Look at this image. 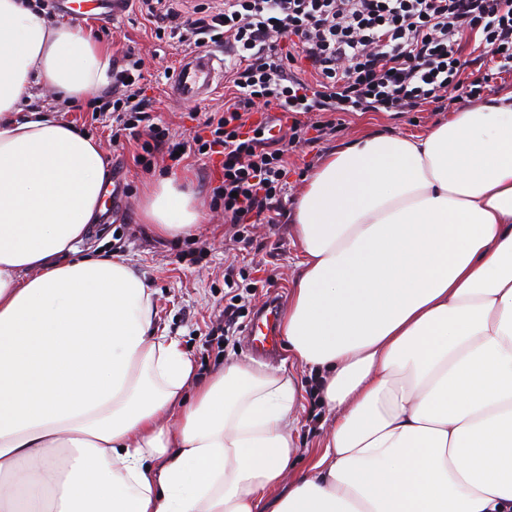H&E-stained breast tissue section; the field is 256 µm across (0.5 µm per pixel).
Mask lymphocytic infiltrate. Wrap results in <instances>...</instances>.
Returning a JSON list of instances; mask_svg holds the SVG:
<instances>
[{
  "mask_svg": "<svg viewBox=\"0 0 512 512\" xmlns=\"http://www.w3.org/2000/svg\"><path fill=\"white\" fill-rule=\"evenodd\" d=\"M157 39L178 49L224 46L223 110L205 113L188 155H218L213 201L231 241L247 225L283 215L288 154L310 133L336 130L335 113L415 112L448 100L475 101L495 74L512 73V0H137ZM470 58H463V50ZM112 72L114 147L138 141L150 169L169 132L150 122L143 62L125 54ZM484 68L469 71L470 60ZM266 111L253 120L255 103Z\"/></svg>",
  "mask_w": 512,
  "mask_h": 512,
  "instance_id": "1",
  "label": "lymphocytic infiltrate"
}]
</instances>
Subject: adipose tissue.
<instances>
[{"label": "adipose tissue", "mask_w": 512, "mask_h": 512, "mask_svg": "<svg viewBox=\"0 0 512 512\" xmlns=\"http://www.w3.org/2000/svg\"><path fill=\"white\" fill-rule=\"evenodd\" d=\"M111 67L0 0V512H512V93L340 145L306 180L279 327L333 421L299 469L293 376L196 385L131 259L80 254L106 160L31 87L76 100ZM143 211L163 236L201 220L175 176Z\"/></svg>", "instance_id": "1"}]
</instances>
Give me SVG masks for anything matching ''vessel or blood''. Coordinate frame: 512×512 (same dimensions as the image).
<instances>
[{"label":"vessel or blood","mask_w":512,"mask_h":512,"mask_svg":"<svg viewBox=\"0 0 512 512\" xmlns=\"http://www.w3.org/2000/svg\"><path fill=\"white\" fill-rule=\"evenodd\" d=\"M130 0H51L53 9L76 21H112L129 9ZM224 52L208 49L185 55L169 85V96L180 103L211 97L223 84Z\"/></svg>","instance_id":"obj_1"}]
</instances>
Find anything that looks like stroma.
Wrapping results in <instances>:
<instances>
[{
  "instance_id": "35a3bbf8",
  "label": "stroma",
  "mask_w": 512,
  "mask_h": 512,
  "mask_svg": "<svg viewBox=\"0 0 512 512\" xmlns=\"http://www.w3.org/2000/svg\"><path fill=\"white\" fill-rule=\"evenodd\" d=\"M78 31L104 45L113 63H120L125 51L144 60L149 96L156 99V115L165 122L170 142L194 135L199 129L194 116L223 105V92L198 104H176L168 94L169 73L176 70L182 53L152 39L150 25L137 12H129L112 24L81 23ZM35 105L56 112L64 122L95 138L108 164L113 195L107 210L85 243L86 248L106 253L126 254L145 276L154 291V330L179 340L193 360L200 378H208L227 361L251 363L255 357L248 330L270 297L288 304L292 281L301 258L292 233L290 217L276 225L250 226L241 243L224 238L222 215L212 207V189L221 174L219 157H189L171 166L165 156H157L153 168L143 171L131 151L115 152L109 145L112 112L90 122L87 103L65 104L44 87L33 89ZM442 111L427 106L422 112H402L386 116L379 112L343 113L341 128L313 144L297 148L288 160V193L283 201L292 207L304 176L315 168L328 151L366 131L417 133L441 119ZM176 172L192 182L199 199L202 220L184 235L162 237L143 224L140 200L147 181ZM235 261L239 271L236 287L224 283L225 261ZM233 306L238 320L228 335L213 331L212 324L225 306ZM269 372L292 375L298 382L297 444L303 464L315 461L322 451L331 416L320 400L318 382L288 352L270 361Z\"/></svg>"
}]
</instances>
